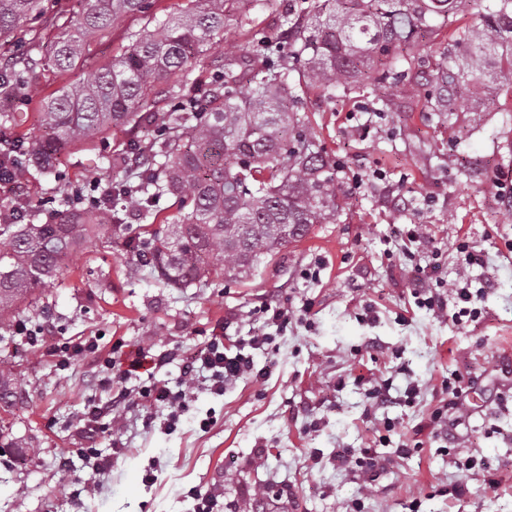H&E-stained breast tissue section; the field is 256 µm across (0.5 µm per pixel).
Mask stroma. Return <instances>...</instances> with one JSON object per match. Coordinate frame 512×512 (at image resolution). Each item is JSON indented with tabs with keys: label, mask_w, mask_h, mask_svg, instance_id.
<instances>
[{
	"label": "stroma",
	"mask_w": 512,
	"mask_h": 512,
	"mask_svg": "<svg viewBox=\"0 0 512 512\" xmlns=\"http://www.w3.org/2000/svg\"><path fill=\"white\" fill-rule=\"evenodd\" d=\"M288 3L226 0L224 34L197 61L195 83L212 60L246 55L257 34L287 42L279 19ZM147 24L130 16L97 36L96 60L120 55L127 33ZM82 78L78 66H40L18 105L19 126L0 135L38 140L43 100ZM484 81L487 98L462 96L455 112L428 111L424 98L388 85L379 95L408 102V111H369L355 92L332 102L305 95L303 112L345 192L334 218L263 258L248 279L167 287L151 268L135 267L121 237L72 254L37 307L15 314L43 330L38 345L0 325V365L12 371L15 392L0 409V512H193L196 491L212 496L213 512H234L267 484L287 487L288 512H349L356 499L362 512H512V96L499 75ZM130 137L116 128L107 144L70 151L58 178L29 167L21 187L0 184V207L24 200L49 220L53 201L73 188L129 176L108 160ZM413 224L422 239L409 258L398 243ZM461 241L481 255L479 265L462 264ZM317 260L319 280L304 278ZM419 278L468 280L480 292L481 317L456 322L417 308ZM264 302L306 310V318L277 330L254 311ZM264 333L275 340L251 349L252 374L220 395L197 380L174 429L165 426L169 408L136 406L140 388L154 381L180 389L185 365L211 336L238 350ZM80 337L116 363L140 353L165 364L106 388L93 358L62 371L50 356ZM451 376L464 415L442 435L432 416ZM383 381L392 401L372 405L368 391ZM411 384L418 394L410 401ZM121 393L128 403L111 428L87 435L82 414ZM404 444L412 452L402 457ZM91 448L112 459L97 475ZM342 449L380 460L375 480L338 466ZM460 453L486 468L463 473L454 463ZM457 484L463 496L449 494Z\"/></svg>",
	"instance_id": "1"
}]
</instances>
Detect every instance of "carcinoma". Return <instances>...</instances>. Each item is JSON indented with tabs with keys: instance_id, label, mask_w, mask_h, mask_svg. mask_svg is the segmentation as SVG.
<instances>
[{
	"instance_id": "carcinoma-1",
	"label": "carcinoma",
	"mask_w": 512,
	"mask_h": 512,
	"mask_svg": "<svg viewBox=\"0 0 512 512\" xmlns=\"http://www.w3.org/2000/svg\"><path fill=\"white\" fill-rule=\"evenodd\" d=\"M44 2L0 0V40L41 16ZM81 2L48 59L60 71L82 65L83 80L44 101L42 139L4 144L0 171L24 175L33 159L57 176L59 157L114 126L149 127L153 137L126 144L124 154L141 165L113 182L110 195L87 184L43 224L23 205L18 223L0 224V319L50 287L72 253L114 235L126 236L135 262L151 266L162 284L200 288L213 274L245 279L288 246L248 248L269 225H292L294 240L334 217L336 162L299 112L310 88L333 100L336 89L347 93L360 80L364 89L388 84L424 92L432 112H454L459 93L479 96L484 74L497 70L512 92V0H493L496 9L479 24L471 12L477 0H315L307 19L285 17L288 47L257 37L247 55L215 64L202 90L189 89L191 64L224 33V0H186L165 19L152 13L154 0ZM135 14L153 28L131 34L111 61H93L91 40ZM443 27L438 59L413 67L416 44ZM39 67L27 55L0 70V101L24 97ZM245 83L253 86L248 96ZM158 99L167 111H152ZM170 197L178 216L167 228L128 235L120 211L157 214Z\"/></svg>"
}]
</instances>
